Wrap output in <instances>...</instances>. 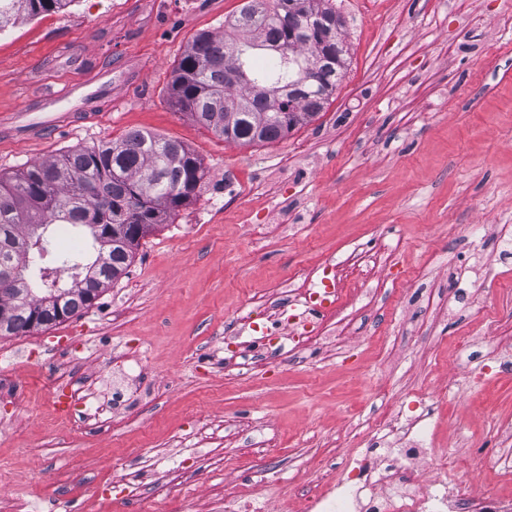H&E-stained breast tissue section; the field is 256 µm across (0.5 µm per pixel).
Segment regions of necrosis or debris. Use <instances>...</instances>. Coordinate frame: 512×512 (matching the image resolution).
<instances>
[{"label": "necrosis or debris", "mask_w": 512, "mask_h": 512, "mask_svg": "<svg viewBox=\"0 0 512 512\" xmlns=\"http://www.w3.org/2000/svg\"><path fill=\"white\" fill-rule=\"evenodd\" d=\"M390 261L385 250H355L339 257L337 266L346 269L354 285L334 289V303L323 311L314 301L317 288L309 275L283 296L275 319L264 315L266 300L248 302L238 310L236 320L242 329L254 332L257 359L271 358L285 332L298 352L326 340L337 319L372 281L380 280ZM373 428L382 435L385 448H368L352 458L342 478L305 497V512H512V493L506 490L512 484V468L500 465L495 455L472 453L462 459L445 451L430 453L433 427L421 412H400L392 421L379 418ZM464 462L482 474L481 494L450 483V476Z\"/></svg>", "instance_id": "1"}]
</instances>
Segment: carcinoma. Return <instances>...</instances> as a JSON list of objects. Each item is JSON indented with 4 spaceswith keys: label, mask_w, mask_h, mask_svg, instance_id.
Returning <instances> with one entry per match:
<instances>
[{
    "label": "carcinoma",
    "mask_w": 512,
    "mask_h": 512,
    "mask_svg": "<svg viewBox=\"0 0 512 512\" xmlns=\"http://www.w3.org/2000/svg\"><path fill=\"white\" fill-rule=\"evenodd\" d=\"M74 0H0V30ZM344 27L329 0H243L225 20L230 40L198 33L173 72L175 105L214 134L272 142L323 111L343 78L348 49L305 27ZM202 179L182 143L141 131L76 146L58 158L0 173V336L25 335L81 315L126 274L148 231L166 223ZM126 224L130 244L112 245ZM54 254L52 264L44 256Z\"/></svg>",
    "instance_id": "carcinoma-1"
}]
</instances>
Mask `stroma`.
<instances>
[{
	"label": "stroma",
	"instance_id": "stroma-1",
	"mask_svg": "<svg viewBox=\"0 0 512 512\" xmlns=\"http://www.w3.org/2000/svg\"><path fill=\"white\" fill-rule=\"evenodd\" d=\"M243 0H74L0 31V121L44 116L71 83L95 113L36 140L0 138V172L143 131L202 163L191 202L140 242L126 275L81 316L0 337V512H220L225 491L280 478L293 492L367 447L368 418L437 392L435 447H495L512 422V0H332L345 19L344 79L311 122L241 145L169 96L193 36L231 37ZM112 74L101 89L100 71ZM457 224H479L472 239ZM401 241L398 263L339 341L247 374L224 367V335L250 298L357 245ZM479 343L470 368L450 349ZM74 369L87 406L112 424L77 428L48 403L53 368ZM187 491L157 498L178 469ZM137 478L140 497L116 481Z\"/></svg>",
	"mask_w": 512,
	"mask_h": 512
}]
</instances>
